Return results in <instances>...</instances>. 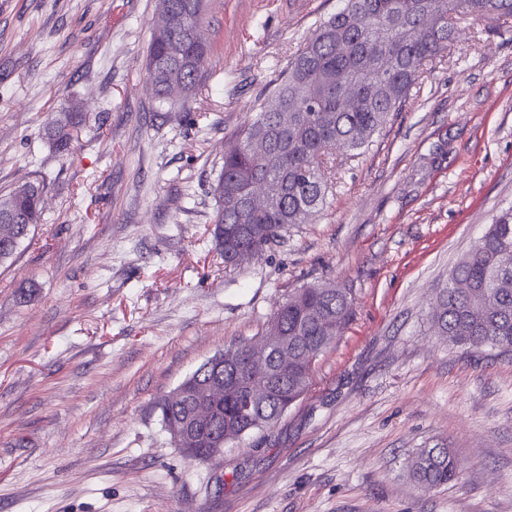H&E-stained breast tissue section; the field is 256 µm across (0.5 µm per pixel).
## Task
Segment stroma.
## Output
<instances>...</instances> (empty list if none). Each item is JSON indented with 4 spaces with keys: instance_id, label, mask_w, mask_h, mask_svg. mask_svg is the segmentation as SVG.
Returning a JSON list of instances; mask_svg holds the SVG:
<instances>
[{
    "instance_id": "35a3bbf8",
    "label": "stroma",
    "mask_w": 512,
    "mask_h": 512,
    "mask_svg": "<svg viewBox=\"0 0 512 512\" xmlns=\"http://www.w3.org/2000/svg\"><path fill=\"white\" fill-rule=\"evenodd\" d=\"M157 0H0V194L43 221L0 263V512H512V353L429 321L448 272L512 205V20L456 21L450 54L311 223L225 269L211 235L224 147L342 0H208L187 110L144 76ZM84 122L70 151L46 123ZM306 283L353 316L303 400L216 460L185 458L154 405ZM444 446L457 480L407 476ZM223 482H216V473ZM81 122L82 117L77 112H65L47 126L45 136L48 143L58 152L68 151ZM460 464L450 448H420L408 461V478L418 488L431 490L448 485Z\"/></svg>"
}]
</instances>
